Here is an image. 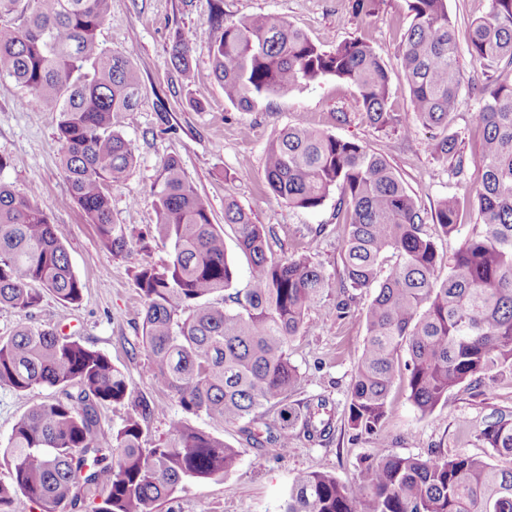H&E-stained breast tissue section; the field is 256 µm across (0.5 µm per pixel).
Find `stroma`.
Instances as JSON below:
<instances>
[{"label":"stroma","mask_w":512,"mask_h":512,"mask_svg":"<svg viewBox=\"0 0 512 512\" xmlns=\"http://www.w3.org/2000/svg\"><path fill=\"white\" fill-rule=\"evenodd\" d=\"M213 5L214 0H111L97 32L102 48L131 52L141 79L136 109L113 118L114 128L136 144L137 152L134 166L111 194L114 222L127 225L133 238L144 239L147 252L134 249L116 254L101 244L60 169L59 114L43 107H21L25 89L10 77H0V155L16 161L15 168L0 177L20 193L38 189L83 284V298L76 305L48 294L31 317L0 311V336L10 335L24 319L35 327L58 328L106 354L125 373L135 394L169 404L168 415L143 425L148 441L167 434L169 415L179 414L180 409L170 405L168 392L147 372V353L139 339L143 304L135 274L141 261L160 267L169 259L170 246L154 228L150 186L164 161L176 157L188 180L210 202L214 223L224 221L225 199H235L255 223L264 226L273 257L305 253L325 271L324 298L309 313L307 328L291 342L288 353L299 371L292 402L325 396L332 424L329 440L310 442L299 436L285 454L271 447L244 448L231 473L184 483L160 512H281L297 474L327 471L349 482L365 460L389 453L461 454L498 463L480 432L498 415L512 414V380L508 378L476 389L456 388L426 416L408 400L407 381L401 378L391 391V408L380 437L359 436L349 428V387L366 336L362 310L374 291H354L350 314L338 318L344 227L336 222L335 197H328L315 210L296 209L265 185L267 141L286 125L306 123L383 155L424 214H431L444 198L466 200L467 190L448 163L432 156L430 146L440 132L416 122L400 75L402 37L411 23L405 0H385L380 13L366 20L351 14L348 0H223L222 4L228 21L272 13L319 44L329 36L338 43L354 38L369 43L389 71L390 106L408 126L405 134L370 126L357 88L333 77L261 102L248 112L233 106L212 75L209 46L220 36L209 24ZM178 33L193 47L195 77L188 84L171 63L172 38ZM480 107V98L470 87H463L450 124L451 131L463 137L466 151L474 155L481 149L473 129ZM52 395L49 388L20 394L0 386V450L25 412Z\"/></svg>","instance_id":"1"}]
</instances>
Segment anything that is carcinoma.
Listing matches in <instances>:
<instances>
[{
    "label": "carcinoma",
    "instance_id": "cac0c4a2",
    "mask_svg": "<svg viewBox=\"0 0 512 512\" xmlns=\"http://www.w3.org/2000/svg\"><path fill=\"white\" fill-rule=\"evenodd\" d=\"M382 2L350 0V8L371 18ZM406 2L411 24L400 68L414 116L447 131L432 144L434 158L449 162L465 182L478 172L470 189L475 221L459 249L440 256L402 179L365 146L290 125L264 150L267 185L288 206L314 210L338 191L336 223L346 229L340 287L375 289L363 310L366 338L347 419L350 429L368 436L379 434L403 370L408 399L424 415L451 390L481 384L494 369L512 375V0H489L487 13L465 33L468 54L485 74L474 86L483 99L477 155L465 151L460 134L448 132L463 77L447 0ZM108 8L109 0H0V16H22L16 26H0V75L27 91L25 105L60 113V164L69 191L102 245L123 253L132 240L112 219L110 189L135 163L136 148L112 129V115L134 109L140 80L128 53L96 42ZM211 22L222 30L210 46L213 74L238 108L333 76L357 88L372 126L405 131L389 107V72L366 42L317 45L277 15L226 22L219 6ZM171 59L190 82L192 46L179 33ZM151 194L157 233L171 246L163 267L145 261L136 273L152 379L184 413L238 426L252 448L285 453L299 430L312 439L328 436L326 398L288 405L298 380L288 345L322 300L324 270L306 256L268 255L264 227L234 200L224 202V224L213 223L210 203L176 157L164 162ZM431 218L448 236L462 225V210L457 200L444 199ZM226 226L249 256V288L228 296L232 306L215 307L202 300L228 290L237 275L225 249ZM46 292L76 305L83 286L37 192H17L0 179V311L28 312ZM0 385L20 394L57 393L31 406L12 429L0 512H13L19 494L45 512H153L185 482L221 478L241 456L178 417L169 419L165 439L148 443L143 422L165 406L133 396L107 355L54 327L20 322L0 337ZM125 401L132 414L105 436L100 408ZM480 437L498 456L512 458L511 416L496 417ZM99 486L106 495L87 505L86 493ZM283 512H512V467L463 455L389 454L366 461L349 484L330 472L297 475Z\"/></svg>",
    "mask_w": 512,
    "mask_h": 512
}]
</instances>
